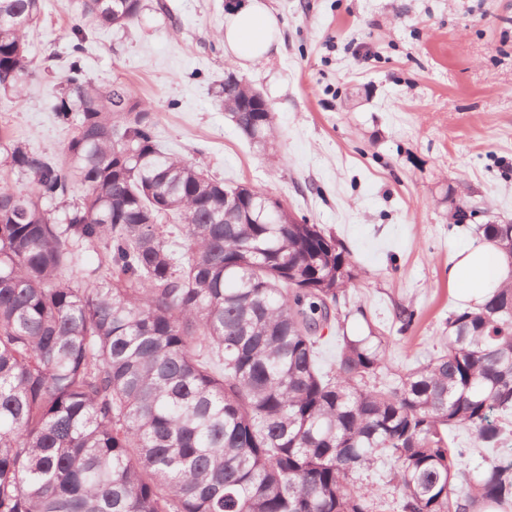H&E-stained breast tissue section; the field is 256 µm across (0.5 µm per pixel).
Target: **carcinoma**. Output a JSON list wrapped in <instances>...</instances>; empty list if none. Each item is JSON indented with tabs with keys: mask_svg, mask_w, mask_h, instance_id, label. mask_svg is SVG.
Here are the masks:
<instances>
[{
	"mask_svg": "<svg viewBox=\"0 0 512 512\" xmlns=\"http://www.w3.org/2000/svg\"><path fill=\"white\" fill-rule=\"evenodd\" d=\"M139 0H80L103 27ZM40 0H0V89L36 75ZM53 111L59 154L0 129V512H512V276L448 313V346L392 381L385 336L348 334L359 272L317 224H251L238 189L164 151L154 115L81 66ZM253 87L224 79V111L256 128ZM478 237L512 258V224ZM94 250L98 265L80 268ZM336 329V371L321 367ZM491 456L471 469L450 431ZM402 496L367 483L378 464ZM466 484L458 490L456 479Z\"/></svg>",
	"mask_w": 512,
	"mask_h": 512,
	"instance_id": "carcinoma-1",
	"label": "carcinoma"
}]
</instances>
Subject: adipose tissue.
Returning a JSON list of instances; mask_svg holds the SVG:
<instances>
[{
    "label": "adipose tissue",
    "instance_id": "1",
    "mask_svg": "<svg viewBox=\"0 0 512 512\" xmlns=\"http://www.w3.org/2000/svg\"><path fill=\"white\" fill-rule=\"evenodd\" d=\"M278 20L262 0H247L232 8L224 20V45L240 64L266 59L276 43ZM502 254L486 242L459 248L448 269V281L462 292L464 301L481 303L507 279Z\"/></svg>",
    "mask_w": 512,
    "mask_h": 512
}]
</instances>
